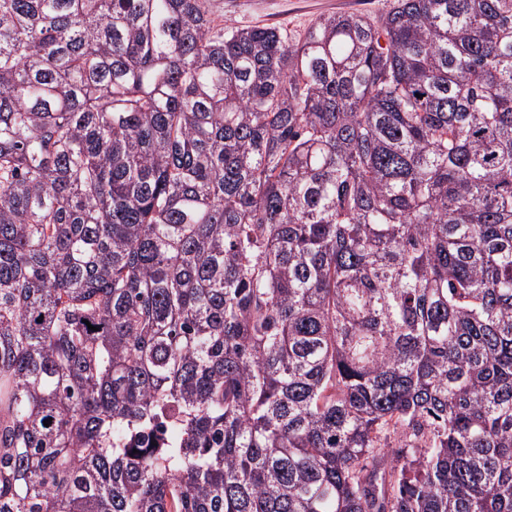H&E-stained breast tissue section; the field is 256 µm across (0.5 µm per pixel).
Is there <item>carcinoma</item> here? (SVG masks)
I'll use <instances>...</instances> for the list:
<instances>
[{
  "mask_svg": "<svg viewBox=\"0 0 512 512\" xmlns=\"http://www.w3.org/2000/svg\"><path fill=\"white\" fill-rule=\"evenodd\" d=\"M0 512H512V0H0ZM395 0H209L218 27H276L302 36L318 18L334 14H358L378 18Z\"/></svg>",
  "mask_w": 512,
  "mask_h": 512,
  "instance_id": "obj_1",
  "label": "carcinoma"
}]
</instances>
